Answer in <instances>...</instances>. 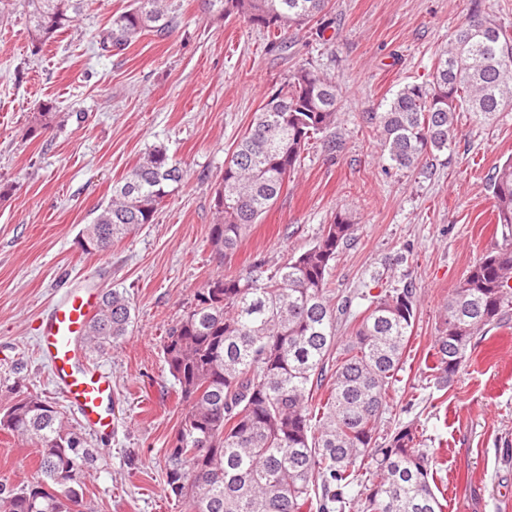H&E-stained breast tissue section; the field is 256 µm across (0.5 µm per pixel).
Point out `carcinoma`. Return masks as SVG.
Here are the masks:
<instances>
[{
	"label": "carcinoma",
	"mask_w": 512,
	"mask_h": 512,
	"mask_svg": "<svg viewBox=\"0 0 512 512\" xmlns=\"http://www.w3.org/2000/svg\"><path fill=\"white\" fill-rule=\"evenodd\" d=\"M85 0H26L29 36L39 46L81 14ZM267 33L302 30L327 14L330 0H206ZM175 0H133L98 35L101 53H120L142 34L164 37ZM341 87L310 64L295 68L268 94L224 164L215 193L210 241L234 252L276 203L313 139L329 155L336 139ZM512 110V32L482 15L479 3L438 57L428 83H406L364 121L389 160L417 167L448 149L457 113L482 119ZM184 171L155 146L112 187L82 228L85 252L150 224ZM495 221L512 233V159L491 180ZM356 224L342 211L314 246L281 265L263 263L236 276L218 272L196 293L195 306L168 329L162 351L186 403L165 457L169 495L185 512H442L430 482L429 455L404 426L377 444L390 389L403 368L417 317L416 290L406 284L375 296L335 363L336 325L346 307L330 299L328 276L337 250ZM512 310V243L477 260L448 294L431 370L450 382L472 340ZM135 308L116 290L101 297L85 338L103 355L132 333ZM327 387L311 407L313 391ZM0 429L31 442L37 476L0 484V512H82L94 461L83 435L37 394L18 396Z\"/></svg>",
	"instance_id": "carcinoma-1"
}]
</instances>
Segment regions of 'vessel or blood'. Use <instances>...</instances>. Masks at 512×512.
<instances>
[{"instance_id": "vessel-or-blood-1", "label": "vessel or blood", "mask_w": 512, "mask_h": 512, "mask_svg": "<svg viewBox=\"0 0 512 512\" xmlns=\"http://www.w3.org/2000/svg\"><path fill=\"white\" fill-rule=\"evenodd\" d=\"M98 306L90 292L66 293L43 322L39 342L59 394L91 429L104 431L112 424L108 413L112 380L108 373L87 365L82 345Z\"/></svg>"}]
</instances>
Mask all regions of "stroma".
Instances as JSON below:
<instances>
[{"mask_svg": "<svg viewBox=\"0 0 512 512\" xmlns=\"http://www.w3.org/2000/svg\"><path fill=\"white\" fill-rule=\"evenodd\" d=\"M175 29L147 33L118 55L100 53L99 32L130 0H87L84 13L41 47L27 31L23 0L0 21V410L20 392L42 396L99 451L84 512H184L163 474L169 439L185 408L163 361L168 329L217 271L274 266L312 247L336 212L358 229L328 276L334 302L350 299L338 324L346 342L370 295L412 283L418 311L404 364L381 423L388 436L416 427L433 452L443 512H512V322L473 340L468 365L448 385L430 377L441 311L483 254L504 244L490 177L512 158V111L458 116L450 149L413 170L392 168L362 115L404 84L429 81L468 17L471 0H332L330 41L304 31L271 49L270 35L176 0ZM343 88L341 146L328 157L314 141L281 196L237 250L210 242L224 161L268 93L298 64ZM49 106L48 128L40 108ZM187 175L142 225L103 254L78 234L112 185L153 146ZM126 292L131 336L89 365L112 378L111 432L90 429L56 393L36 336L68 289ZM37 471L34 447L0 430V484Z\"/></svg>", "mask_w": 512, "mask_h": 512, "instance_id": "stroma-1", "label": "stroma"}]
</instances>
